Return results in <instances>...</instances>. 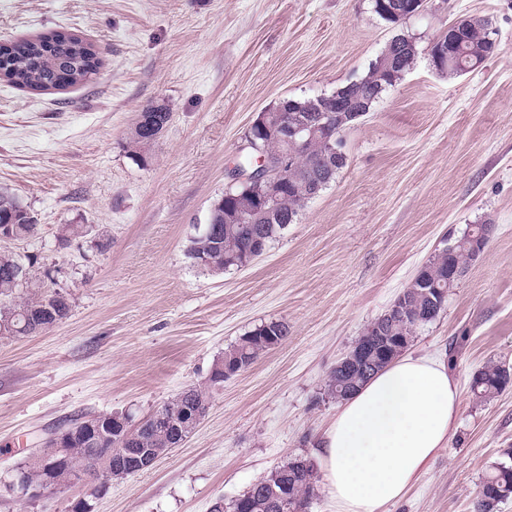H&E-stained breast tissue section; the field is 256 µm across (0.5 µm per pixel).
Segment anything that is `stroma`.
Here are the masks:
<instances>
[{"instance_id":"stroma-1","label":"stroma","mask_w":512,"mask_h":512,"mask_svg":"<svg viewBox=\"0 0 512 512\" xmlns=\"http://www.w3.org/2000/svg\"><path fill=\"white\" fill-rule=\"evenodd\" d=\"M486 19L494 55L462 76L430 49L448 26ZM413 67L341 134L345 166L252 264L211 273L189 240L231 184L245 134L284 98L366 75L400 32ZM74 34L94 44L91 82L34 93L0 80V188L39 225L11 243L66 295L69 317L0 337V512H211L295 456L313 458L339 401L326 381L435 254L475 224L494 230L408 348L441 356L459 418L429 471L386 512H474L512 453V386L476 398L487 362L512 367V0H425L396 25L371 0H0V44ZM170 121L146 149L123 142L142 113ZM82 238L59 248L62 225ZM287 338L212 392L195 431L152 469L102 495L71 484L28 499L13 468L81 415H149L204 384L255 327Z\"/></svg>"}]
</instances>
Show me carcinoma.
Listing matches in <instances>:
<instances>
[{"label": "carcinoma", "mask_w": 512, "mask_h": 512, "mask_svg": "<svg viewBox=\"0 0 512 512\" xmlns=\"http://www.w3.org/2000/svg\"><path fill=\"white\" fill-rule=\"evenodd\" d=\"M463 29V41L469 46H487L490 33L480 25L466 20L459 22ZM417 48L394 58L392 62L369 68L360 78L366 109L374 101L371 95L383 92L393 85L415 63ZM99 61L93 45L82 38L58 33L50 37L38 36L25 42L19 50L0 51V79L32 91L62 90L67 87L89 82L97 73ZM299 105L294 118L299 119L312 113L321 114L333 107L332 99L326 95L304 99H283L279 106L286 110ZM170 118L169 109L162 106L149 107L142 113L141 121L126 139L125 149L136 160H144V145L155 136V130L163 129ZM346 158L331 152L328 141L317 138L310 142L298 157L296 167L290 172L287 188L281 194L275 209L271 212L257 210L250 215V223H227L224 219V199H219L210 211L208 223L212 232L198 233L190 240L189 257L199 266L213 273H222L233 267L235 262H244L257 251L259 242L269 245L293 223L299 209L315 197L336 177L345 166ZM0 224L12 225L16 240L25 241L35 237L38 225L27 216L26 209L11 195L0 192ZM492 231L490 224H475L461 238L451 245V250H442L424 265L422 276L408 287L402 306L405 314L386 316L379 322V329L367 327L356 340V347L339 362L326 383L327 393L345 400L374 374L400 356L413 341L418 326L434 320L440 313L431 300L432 290L439 288L448 292V267L454 266L467 271L472 261L467 248L469 239H486ZM32 268L34 257L19 255L10 250H0V268ZM0 322L8 325L7 332L14 338L37 334L69 317L71 305L68 299L55 290L47 288L44 281L34 276L24 282L5 286L0 280ZM288 336V326L281 321H271L256 327L224 350L217 357L212 369L218 371L224 365L254 363L271 344V338L280 341ZM512 384V369L499 362H490L478 370L472 378L471 389L476 397L484 399L502 393ZM210 391L207 386H193L172 400L161 405L173 422L182 424L187 411L199 405H210ZM84 425L72 436L64 448L54 447L48 440L35 457L26 459L17 469L28 484L41 485L50 482L56 487L72 484L73 474L66 470L60 459L66 453L80 456L89 463H95L111 448V438L89 430L88 425L99 421V417H82ZM176 432H155L134 429L128 433L132 448H151L156 457H165L172 447ZM307 460L303 457L288 460L267 476L275 484L271 488L259 481L239 497L251 504L250 512H273L270 503L272 489H288V497L300 512H306L315 492V484L307 480ZM512 497V462H500L483 479L475 512H497L500 503Z\"/></svg>", "instance_id": "carcinoma-1"}]
</instances>
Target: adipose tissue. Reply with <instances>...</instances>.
I'll use <instances>...</instances> for the list:
<instances>
[{
	"label": "adipose tissue",
	"mask_w": 512,
	"mask_h": 512,
	"mask_svg": "<svg viewBox=\"0 0 512 512\" xmlns=\"http://www.w3.org/2000/svg\"><path fill=\"white\" fill-rule=\"evenodd\" d=\"M459 388L447 364L401 356L340 405L316 455L336 512H381L446 447Z\"/></svg>",
	"instance_id": "obj_1"
}]
</instances>
